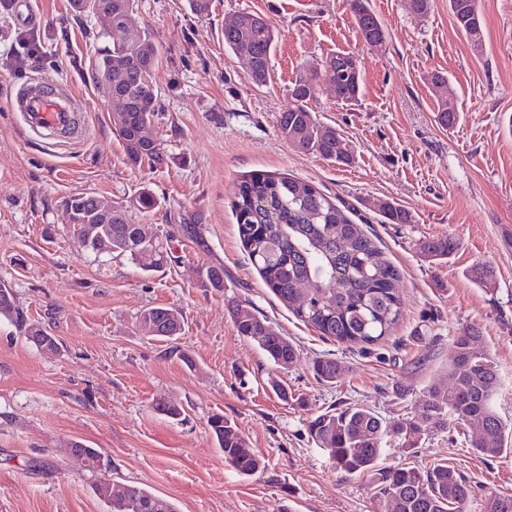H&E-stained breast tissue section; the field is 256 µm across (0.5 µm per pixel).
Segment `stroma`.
I'll use <instances>...</instances> for the list:
<instances>
[{
	"label": "stroma",
	"instance_id": "1",
	"mask_svg": "<svg viewBox=\"0 0 512 512\" xmlns=\"http://www.w3.org/2000/svg\"><path fill=\"white\" fill-rule=\"evenodd\" d=\"M32 4L37 19L22 25L0 0V286L59 349H38L0 317V512H110L95 491L102 481L117 493L151 491L177 512H380L371 477L338 472L308 424L354 406L389 422L415 417L429 388L447 385L452 341L471 327L497 366L496 407L512 424V0H478L477 47L448 0L423 16L410 0H370L386 30L378 46L359 38L350 0H211L204 17L189 0H139L130 29L161 49L154 135L165 162L154 168L125 162L91 79L110 43L99 23L73 16L69 0ZM243 12L277 31L272 81L261 88L224 48L225 24ZM338 52L358 59L359 100L337 103L324 76L311 107L348 142V166L297 151L277 128L292 82ZM434 71L447 76L460 111L449 130L436 121ZM45 77L81 98L84 139L49 143L8 110L11 93ZM257 171L316 186L372 236L400 273L403 312L389 336L367 349L323 338L264 286L230 207L242 175ZM143 187L161 207L132 219L163 241L167 266L145 273L78 248L62 198L120 201ZM382 199L408 211L409 223H386ZM448 235L458 246L447 259L420 253V242ZM212 269L223 287L210 283ZM234 303L294 342L290 368L276 369L237 335ZM155 306L181 314L176 339L140 329V312ZM323 356L341 366L335 384L312 373ZM273 376L287 398L270 387ZM160 401L182 408L180 418L158 413ZM216 414L236 424L263 469L244 476L225 462L209 426ZM72 440L97 449L108 468L89 472L66 452ZM382 463H445L477 496H512V453L481 457L454 424L413 450L388 449Z\"/></svg>",
	"mask_w": 512,
	"mask_h": 512
}]
</instances>
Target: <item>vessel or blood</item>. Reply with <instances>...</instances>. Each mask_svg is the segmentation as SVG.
Instances as JSON below:
<instances>
[{
    "label": "vessel or blood",
    "mask_w": 512,
    "mask_h": 512,
    "mask_svg": "<svg viewBox=\"0 0 512 512\" xmlns=\"http://www.w3.org/2000/svg\"><path fill=\"white\" fill-rule=\"evenodd\" d=\"M8 106L33 128L55 134L65 131L73 138L82 135L75 122L80 101L71 90L59 84L41 81L24 86L10 98Z\"/></svg>",
    "instance_id": "vessel-or-blood-1"
}]
</instances>
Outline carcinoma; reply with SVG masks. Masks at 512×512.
I'll return each mask as SVG.
<instances>
[{"label":"carcinoma","mask_w":512,"mask_h":512,"mask_svg":"<svg viewBox=\"0 0 512 512\" xmlns=\"http://www.w3.org/2000/svg\"><path fill=\"white\" fill-rule=\"evenodd\" d=\"M136 0H112V22L120 23L134 11ZM357 28L368 44H380L385 28L369 8L368 0H351ZM449 11L473 44H479L482 23L474 22L477 0H448ZM275 33L265 18L255 13L240 15L235 29L224 28V46L240 58H248L252 82L262 86L270 79V55ZM160 49L147 33L133 39L114 42L105 49L92 72L95 85L112 77V87L122 89L131 99L126 112L112 114V123L123 145L127 161L159 165L164 162L160 143L152 134L158 98L154 72ZM332 78L336 101L351 104L359 99L361 73L352 69L351 56L338 52L323 63V71L299 76L288 91V107L278 119L280 135L297 149L320 156L339 165L353 161L351 151L336 129L320 125L310 101L321 75ZM459 113L455 103L446 100L438 106L437 121L453 126ZM94 196L77 194L65 197V210H92ZM389 224H406L408 213L388 199L377 204ZM160 201L148 188L140 189L125 202L112 204V223L103 224L99 238L112 242V255H123L144 272L164 267L170 259L162 240L142 242L132 213L151 212ZM237 234L251 265L266 286L288 307L296 319L314 328L320 336L340 343L374 345L387 336L402 315L397 290L398 273L384 258L370 237L353 224L335 202L313 185L288 176L256 172L242 177L231 201ZM450 238L420 243V252L429 258H442L454 250ZM312 276L327 284L304 294L298 283ZM239 336L255 341L273 364L290 367L296 357L292 341L264 317L240 303L230 307ZM0 316L13 318L27 339L38 347L57 349L56 340L38 323L28 322L13 304L0 307ZM140 317L159 324L156 336L169 338L181 330V315L173 309L152 307ZM475 329L466 330L452 341L448 362V387H432L416 410L420 420L405 419L389 424L376 412L364 408H346L315 417L309 425L310 436L328 455L336 470L348 475L370 474L374 478L375 497L384 512H466L475 499L472 487L451 467L437 464L427 470L415 467L377 468L385 438L397 439L398 447H418L424 430L443 431L448 418L470 424L466 444L478 454L495 458L512 446V427L496 412L494 400L499 389L496 365L479 347ZM315 375L333 383L340 367L331 358L313 362ZM427 423L421 429L420 421ZM209 425L224 451V460L242 475H252L264 467L263 460L244 450L245 440L238 427L214 415ZM70 454L81 452L89 460L88 470L103 467L94 448L81 449L67 443ZM111 512H176L173 503L136 486L127 488L123 497L113 496L111 484L95 486ZM482 512H512V497L488 494L481 500Z\"/></svg>","instance_id":"carcinoma-1"}]
</instances>
